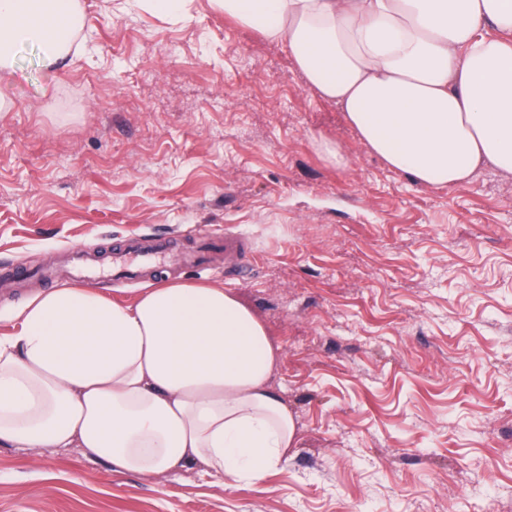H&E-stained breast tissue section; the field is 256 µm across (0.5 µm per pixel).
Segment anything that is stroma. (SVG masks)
Wrapping results in <instances>:
<instances>
[{"label":"stroma","instance_id":"stroma-1","mask_svg":"<svg viewBox=\"0 0 512 512\" xmlns=\"http://www.w3.org/2000/svg\"><path fill=\"white\" fill-rule=\"evenodd\" d=\"M86 52L0 78V335L84 256L120 303L224 287L280 346L297 441L262 481L152 478L84 448L0 446V512H512V175L436 186L389 170L276 40L210 0L174 20L81 0ZM346 164L329 160L324 145ZM231 232L224 252L173 253ZM168 251L114 282L135 239Z\"/></svg>","mask_w":512,"mask_h":512}]
</instances>
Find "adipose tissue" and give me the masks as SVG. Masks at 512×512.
<instances>
[{"label": "adipose tissue", "instance_id": "adipose-tissue-1", "mask_svg": "<svg viewBox=\"0 0 512 512\" xmlns=\"http://www.w3.org/2000/svg\"><path fill=\"white\" fill-rule=\"evenodd\" d=\"M210 2L286 44L391 170L442 186L487 166L512 174V0ZM81 26L79 0H0V78L16 43H40L54 65ZM281 359L264 324L214 285L163 283L129 304L78 285L43 292L0 336V446L256 483L296 442L269 384Z\"/></svg>", "mask_w": 512, "mask_h": 512}]
</instances>
